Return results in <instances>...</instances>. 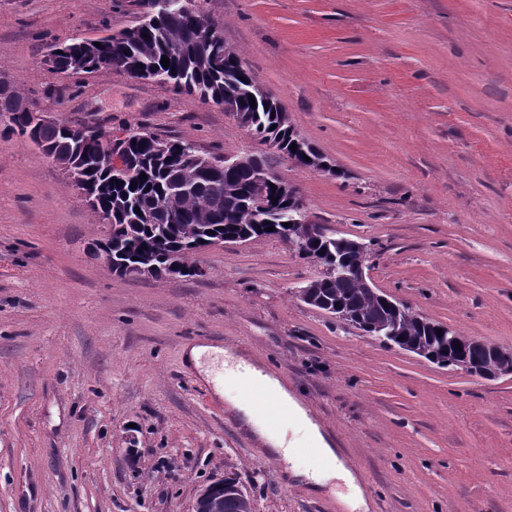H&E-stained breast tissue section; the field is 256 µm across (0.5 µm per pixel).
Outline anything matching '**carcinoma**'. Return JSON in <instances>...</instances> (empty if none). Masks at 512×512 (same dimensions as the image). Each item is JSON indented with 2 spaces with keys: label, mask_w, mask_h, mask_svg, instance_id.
<instances>
[{
  "label": "carcinoma",
  "mask_w": 512,
  "mask_h": 512,
  "mask_svg": "<svg viewBox=\"0 0 512 512\" xmlns=\"http://www.w3.org/2000/svg\"><path fill=\"white\" fill-rule=\"evenodd\" d=\"M94 42L73 38L68 43L53 47L58 52L54 69L60 73L107 72L112 69L128 74H139L144 79L157 80L173 85L174 89L189 96L197 95L217 105L230 102L237 111L248 116L247 130L263 142L275 137L280 142L278 151L295 163L316 167L312 160H305L307 141L288 126L285 109L268 94L255 92L256 84L234 48L224 42L216 26L200 12L191 15L179 10L163 13L145 27L135 26L115 35ZM170 60L169 67L161 65L162 56ZM255 106H250L249 97ZM31 108L12 90L0 93V120L6 122L5 131L53 150L67 152L73 138L63 126H48L32 131L29 126ZM100 130L79 126L76 135L80 146L73 159L74 169L81 181L93 185L99 193V203L116 215L119 228H110L109 242L112 256L124 266L125 275L139 276V267L150 263L157 265L178 260L188 269L186 277L194 276L195 265L188 257L215 239L250 236H275L286 238L284 223L305 219V205L294 203L288 197L278 198L269 213V221L260 219L250 204L252 172L248 168H226L213 177H203L193 182L190 196L177 192L183 165L199 154L190 142L173 139L171 157L158 161L152 146L138 140L130 147L133 161L146 174L147 179L119 185L112 183V174L97 163L101 151ZM297 148H291V144ZM165 200L169 203L166 213L156 224H132L128 214L137 207L148 208ZM274 230H267V225ZM317 308L344 306L361 317L363 331L376 333L375 325L387 320L384 304L371 296L360 281L348 271V264L339 262L338 272L321 281L317 288ZM440 323L428 320L409 308L395 318L399 339L413 343L442 356L454 357L465 353L470 359H479L482 352L468 348L461 350L458 338L453 335L438 336ZM219 512H253L251 497L234 477L224 479V492L216 495Z\"/></svg>",
  "instance_id": "carcinoma-1"
}]
</instances>
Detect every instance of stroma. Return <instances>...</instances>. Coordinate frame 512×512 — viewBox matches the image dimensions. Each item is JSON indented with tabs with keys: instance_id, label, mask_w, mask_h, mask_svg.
<instances>
[{
	"instance_id": "35a3bbf8",
	"label": "stroma",
	"mask_w": 512,
	"mask_h": 512,
	"mask_svg": "<svg viewBox=\"0 0 512 512\" xmlns=\"http://www.w3.org/2000/svg\"><path fill=\"white\" fill-rule=\"evenodd\" d=\"M334 173L266 151L307 219L365 243L368 276L512 351V0H195ZM137 0H0V77L28 105L215 156L260 144L223 107L126 72L62 74L52 45L133 27ZM108 227L0 130V512H193L237 476L254 512H344L289 481L188 366L190 345L282 378L370 512H512V376L442 367L300 301L287 241L195 254L202 277L118 276Z\"/></svg>"
}]
</instances>
